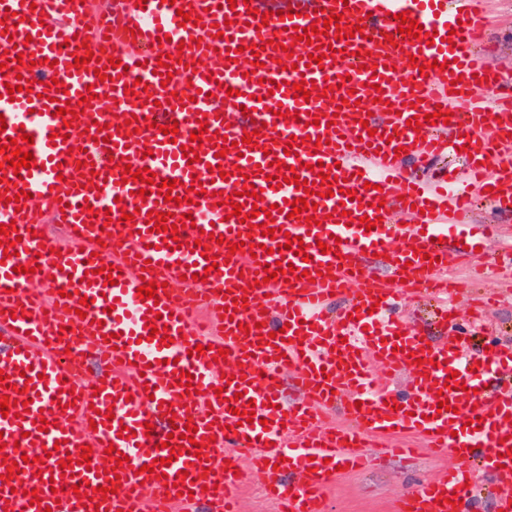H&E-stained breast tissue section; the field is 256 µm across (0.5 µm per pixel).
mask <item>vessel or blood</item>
<instances>
[{
	"instance_id": "1",
	"label": "vessel or blood",
	"mask_w": 512,
	"mask_h": 512,
	"mask_svg": "<svg viewBox=\"0 0 512 512\" xmlns=\"http://www.w3.org/2000/svg\"><path fill=\"white\" fill-rule=\"evenodd\" d=\"M484 0H290L286 17L262 19L258 0L228 7L227 0H114L96 10L84 0H0V114L7 128L0 148L20 133L33 135L35 161L21 171L5 167L0 151V194L19 203H0V225L16 238V256L0 262V396L16 401L15 415L0 417V443L18 464L12 480L0 477V512H191L207 500L213 512H237L241 483L227 470L231 449L252 448L253 465L263 471V492L278 512H325V494L337 466L367 468L368 449L389 456H413L406 437L423 440L437 454L462 460L445 478L421 484L401 499L397 512H475V487L487 478L500 512L512 506V349L488 340L439 342L409 325L400 304L428 291L438 297L460 288L449 271L469 262L483 238L464 223L476 198L512 210V89L501 88L497 67L482 56ZM191 10L200 26L181 24L179 10ZM340 14L348 26H362L354 38L338 39L328 29L319 46L295 41L296 28ZM418 20L425 34L413 38L398 30V13ZM438 41H428L430 32ZM187 49H180V42ZM260 48L259 64L244 74L234 59L239 47ZM295 45L294 54L286 46ZM95 58L75 66V58ZM323 53L322 63L310 54ZM180 54L170 67L159 54ZM120 59L117 68L109 58ZM417 67H410L409 59ZM104 76H95L99 62ZM444 70L434 69V62ZM429 74H420V66ZM192 81L191 103L173 98L168 76ZM31 80L30 91L6 96L7 85ZM304 81L311 95L294 97ZM64 93H57V85ZM235 89L221 98L217 88ZM106 89L112 105L131 115L109 141L98 138L108 123L100 101L88 91ZM496 93L487 102V93ZM391 104L381 120H368L374 98ZM83 102L85 112L66 128L55 110ZM450 113L449 123H425L435 109ZM247 122H239L240 113ZM421 116L419 129L408 119ZM208 120V137L184 157L183 145ZM177 124L176 137L161 131ZM257 131L255 144L244 133ZM467 146L465 185L460 190L424 186L408 161L428 163ZM404 155H396V148ZM92 163L82 174L79 162ZM150 168L157 179L176 180L173 201L140 197V181H124L125 165ZM221 166L226 179H214ZM333 176L335 194L305 193L297 178L315 182L314 166ZM288 181L271 187L270 175ZM200 177L202 194L184 204L186 188ZM261 189L264 208L257 227L232 216L223 195L238 194L243 213L254 200L242 195L244 183ZM354 200H344L343 190ZM30 199H21V192ZM316 203L317 225L291 217L292 202ZM131 221H122V213ZM170 214L178 234L154 232L155 213ZM193 226H184V216ZM407 219L406 226L395 222ZM62 221L58 272L45 277L54 239L45 219ZM375 220L366 230L361 217ZM273 220L274 237L260 226ZM213 240L197 246L201 232ZM223 243H216V236ZM301 237L304 256L285 249L287 236ZM398 250H388L390 236ZM242 243L231 252V243ZM329 245L321 252L320 243ZM388 254L385 277L362 264L365 256ZM219 258L210 267V258ZM293 264L298 279L269 280L265 265ZM27 273H15V266ZM111 274H104V267ZM314 280L302 279V272ZM205 281H198V274ZM157 281L153 299H139L145 281ZM184 281L181 290L172 287ZM46 285L53 299L44 305L29 291ZM90 298L78 316L81 298ZM237 305L230 313L229 305ZM275 310L268 324L266 310ZM204 313L205 328L196 325ZM167 324L168 341L151 334L153 323ZM202 353H195V346ZM228 352L218 361L219 349ZM107 372L100 389L82 380L89 361ZM232 377H224L225 365ZM412 373V391L393 395L402 371ZM190 373L191 385L180 384ZM293 374L303 397L284 402L280 378ZM447 411H439L440 400ZM113 418H106L105 410ZM341 412L346 426L319 425L322 411ZM256 420L239 423L238 412ZM479 426H471L473 418ZM46 420L38 429L37 420ZM195 425L199 455L171 454L180 446L173 430ZM128 456L117 465L105 450ZM91 463L82 466L83 448ZM42 453V471L22 463ZM71 460L69 473L59 464ZM154 472H146V465ZM300 472L299 485L284 484L282 470ZM90 484V502L75 495V484ZM111 487L101 497L99 486ZM37 488L39 503L26 497ZM460 499L459 506L449 497Z\"/></svg>"
}]
</instances>
